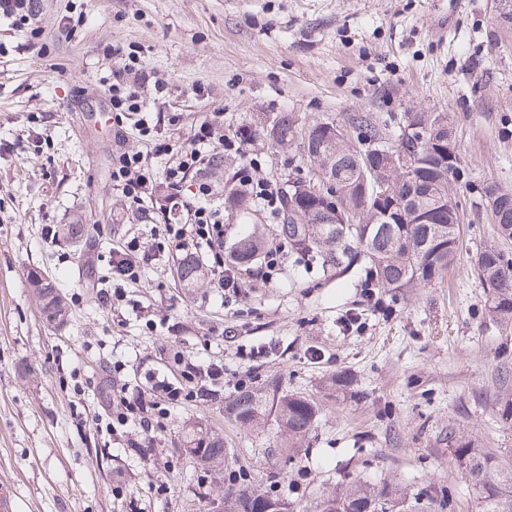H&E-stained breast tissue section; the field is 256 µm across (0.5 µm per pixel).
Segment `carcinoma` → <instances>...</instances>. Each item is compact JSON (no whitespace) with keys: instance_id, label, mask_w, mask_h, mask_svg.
<instances>
[{"instance_id":"obj_1","label":"carcinoma","mask_w":512,"mask_h":512,"mask_svg":"<svg viewBox=\"0 0 512 512\" xmlns=\"http://www.w3.org/2000/svg\"><path fill=\"white\" fill-rule=\"evenodd\" d=\"M339 123L357 130L350 142L327 130ZM233 139L242 145L262 141L273 148L290 149L300 140L307 152L294 151L299 164L330 171L333 182L317 192L305 179L287 178L277 212L278 223L271 233L263 224H243L225 258L239 267L261 260L267 236L274 235L291 253L307 254L321 266L347 270L362 264L366 285L383 292H398L417 284L436 285L443 281L454 263L460 226L453 223L454 207L448 196V177H458L459 169L448 166V153H456L448 132L424 134L423 140L410 139L406 130L388 134L376 128L366 113H355L338 122L325 119L313 124L299 120L292 112H277L256 125L234 130ZM379 143L387 150L404 152L410 159L411 176L403 179L378 157L370 159L368 179L384 182L391 195L382 201L365 200L362 192V155L369 144ZM351 218L339 224L336 209ZM224 209L244 214L253 212L252 201L243 194L234 178L224 181ZM497 230L512 238V193L504 195ZM475 270L487 288L485 303L490 319L505 328L512 327V257L486 248L476 259ZM199 258H180L177 278L180 285L193 287L201 279ZM40 299V313L49 324L64 321L66 307L50 282L42 275H31ZM503 424L512 427V386L503 383L495 396ZM234 421L245 426L259 425L274 416L284 436V445L294 452L312 431L319 413L318 403L299 393H269L265 389L244 390L227 406ZM186 452L205 473L229 465L224 441L198 430ZM473 489L481 512H512V463L504 462L485 448L464 441L449 449ZM249 487L230 483L224 487V512H239L242 493ZM335 512H363L368 502H378L380 512H456L455 491L432 483L410 490L396 478L371 481L355 478L336 486L328 494Z\"/></svg>"}]
</instances>
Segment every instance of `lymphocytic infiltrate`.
Returning <instances> with one entry per match:
<instances>
[{
    "label": "lymphocytic infiltrate",
    "instance_id": "obj_1",
    "mask_svg": "<svg viewBox=\"0 0 512 512\" xmlns=\"http://www.w3.org/2000/svg\"><path fill=\"white\" fill-rule=\"evenodd\" d=\"M140 56L130 52L119 67L112 73L109 92L112 109L116 112L137 114L135 130L138 135L149 138V155L125 153L112 165V184L119 191L127 207L141 212L145 223L154 224L155 230L149 239L130 240L114 247L112 255V275L125 282L138 283L141 280L140 268L135 261L138 253L165 251L196 252L206 250L212 285L224 296H241L243 277L240 271L226 266L224 262V239L227 226L222 207L212 204L213 186L205 174L206 154L214 146H224L233 150L234 144L224 134L223 113H213L209 120L195 126L191 145L176 149L168 138L153 136L148 119L142 118L146 105L136 85L126 80L129 72L138 70ZM176 155L173 166L165 169L163 175H156L149 165V158ZM194 179L193 203L183 199V187L187 179ZM163 181L167 191V205L159 218L147 213V205L152 200L156 181Z\"/></svg>",
    "mask_w": 512,
    "mask_h": 512
}]
</instances>
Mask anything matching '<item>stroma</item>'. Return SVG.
<instances>
[{
	"label": "stroma",
	"instance_id": "stroma-1",
	"mask_svg": "<svg viewBox=\"0 0 512 512\" xmlns=\"http://www.w3.org/2000/svg\"><path fill=\"white\" fill-rule=\"evenodd\" d=\"M40 35L0 23V497L10 512H201L224 476H203L185 451L193 429L222 436L251 488L315 512L336 484L397 476L452 487L479 512L448 452L469 441L512 459V427L495 404L512 329L485 312L473 265L512 253L482 198L512 189V26L491 0H42ZM136 49L156 132L177 146L223 112L224 132L291 111L302 120L369 113L396 129L411 112H444L466 182L458 257L443 283L386 294L371 307L358 270L286 256L272 283L247 279L224 301L202 279L176 278V255L142 265L141 284L112 279V245L149 236L112 186V157L147 152L116 140L104 84ZM167 82L157 97L154 81ZM179 114L170 125V114ZM86 228L79 244L58 231ZM67 303L42 318L30 273ZM125 290L118 303L104 295ZM188 360L223 363L216 399L154 398L152 424L115 425L116 390L180 378ZM348 394H328L335 373ZM318 399L314 432L295 455L274 421L234 424L224 405L238 379Z\"/></svg>",
	"mask_w": 512,
	"mask_h": 512
}]
</instances>
